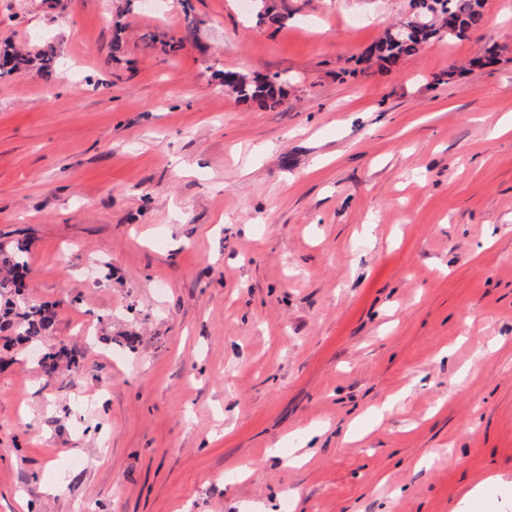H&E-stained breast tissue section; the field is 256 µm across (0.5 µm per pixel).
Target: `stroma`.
Listing matches in <instances>:
<instances>
[{"label":"stroma","instance_id":"1","mask_svg":"<svg viewBox=\"0 0 512 512\" xmlns=\"http://www.w3.org/2000/svg\"><path fill=\"white\" fill-rule=\"evenodd\" d=\"M274 3L0 0L58 60L0 79V242L76 358L0 365V512H512V0L356 76L408 0ZM226 77H233V80H236L232 92L240 100L252 101L260 108H274L279 103L280 96L283 93L277 76L231 73Z\"/></svg>","mask_w":512,"mask_h":512}]
</instances>
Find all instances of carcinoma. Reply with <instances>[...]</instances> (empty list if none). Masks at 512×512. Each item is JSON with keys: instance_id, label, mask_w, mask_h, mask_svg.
Masks as SVG:
<instances>
[{"instance_id": "cac0c4a2", "label": "carcinoma", "mask_w": 512, "mask_h": 512, "mask_svg": "<svg viewBox=\"0 0 512 512\" xmlns=\"http://www.w3.org/2000/svg\"><path fill=\"white\" fill-rule=\"evenodd\" d=\"M486 16L484 0H409V11L398 28L386 31L373 47L377 51L380 67L393 65L402 59L418 54L422 46L432 39L446 36L460 39L463 34L454 32L451 24L455 21L470 32L482 26ZM424 21L425 26L418 25ZM197 21L186 17L182 36L161 42L165 52H177L183 43L194 37ZM45 74L53 73L56 54L47 45L38 54L31 56L12 48L0 55V78L28 69L33 63ZM236 83L233 93L244 101H252L259 107L271 109L279 103L282 88L278 77L231 74ZM28 251L25 242L12 247L0 245V339L3 346L24 347L40 352L38 365L49 378L55 377L64 363V351H44L42 344L54 325V312L47 305H30L23 301V288L27 273L24 254Z\"/></svg>"}]
</instances>
